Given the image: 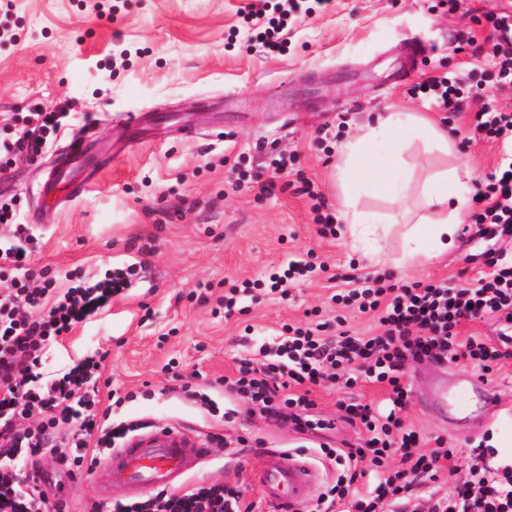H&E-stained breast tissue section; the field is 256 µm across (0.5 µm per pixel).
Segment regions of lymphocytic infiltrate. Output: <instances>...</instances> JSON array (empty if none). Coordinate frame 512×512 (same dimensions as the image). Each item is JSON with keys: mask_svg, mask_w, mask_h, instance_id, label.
<instances>
[{"mask_svg": "<svg viewBox=\"0 0 512 512\" xmlns=\"http://www.w3.org/2000/svg\"><path fill=\"white\" fill-rule=\"evenodd\" d=\"M333 0H280L272 16L253 27L249 41L262 52L281 53L289 24L325 11ZM493 40V68L470 72L467 78L435 76L414 84L411 94L440 109L456 112L463 97L480 101L473 133L479 138L512 144V103L499 101L495 90L512 87V12H485ZM69 110L39 108L29 113L13 139L0 141V171L21 158H33L67 126ZM469 220L481 229L486 272L471 282L435 284L386 283L379 276H351L334 302L374 315L376 331L367 336L335 323L291 327L262 343L257 355L240 358L238 378L215 379L211 392L181 386L182 393L210 416L221 412L219 393L245 399L259 417L304 434L325 429L316 418L312 389L324 382L353 387L358 378L383 384L384 399L376 405L351 404L347 410L366 433L359 448L314 446L320 460L334 465L336 479L317 499L319 512H409L415 487L427 512H512V462L498 458L486 441L470 448L466 473L450 463L455 449L436 438L423 446L420 435L404 423L410 388L409 363L461 362L491 372L498 361L512 357V258L498 243L512 239V158L504 159L488 183L477 189ZM39 240L24 224L14 198H0V512H65L63 500L48 501L38 480L11 467L26 452L64 466L69 475L92 468L98 455L138 430L133 421L117 420L100 405L99 384L104 354L93 351L64 373L41 371L47 348L69 335L88 317L125 296L136 266L114 268L99 280L62 286L38 278L30 257ZM312 262L289 260L268 280L243 281L220 299L225 317L242 313L240 296L255 290L287 295L296 276L313 272ZM485 316L496 321L495 343L478 336H460L462 323ZM243 490L223 483L196 482L181 489L157 490L146 498L116 502L113 512H254Z\"/></svg>", "mask_w": 512, "mask_h": 512, "instance_id": "lymphocytic-infiltrate-1", "label": "lymphocytic infiltrate"}]
</instances>
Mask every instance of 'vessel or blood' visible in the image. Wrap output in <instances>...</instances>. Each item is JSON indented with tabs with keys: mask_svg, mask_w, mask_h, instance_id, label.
Listing matches in <instances>:
<instances>
[{
	"mask_svg": "<svg viewBox=\"0 0 512 512\" xmlns=\"http://www.w3.org/2000/svg\"><path fill=\"white\" fill-rule=\"evenodd\" d=\"M95 174V165L83 137L76 136L64 147L58 162L46 175L43 192L50 201L43 213L31 215L30 222L41 226L46 214L61 205L63 199H76L86 193ZM66 188V198L55 192ZM478 398L483 412L499 411L503 403L496 390L470 375L457 373L452 379H439L424 399V404L444 417L457 420L458 408L471 398ZM212 458L207 440L185 434L182 430L157 424L108 450L99 460L107 473L106 481L98 484L93 494L105 500L136 498L158 489L183 486L189 474L198 471ZM255 481L274 512H297L299 505L314 494L318 473L302 454L279 449L269 450Z\"/></svg>",
	"mask_w": 512,
	"mask_h": 512,
	"instance_id": "obj_1",
	"label": "vessel or blood"
}]
</instances>
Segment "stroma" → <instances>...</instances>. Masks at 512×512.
I'll list each match as a JSON object with an SVG mask.
<instances>
[{
  "instance_id": "35a3bbf8",
  "label": "stroma",
  "mask_w": 512,
  "mask_h": 512,
  "mask_svg": "<svg viewBox=\"0 0 512 512\" xmlns=\"http://www.w3.org/2000/svg\"><path fill=\"white\" fill-rule=\"evenodd\" d=\"M250 0H0V140L12 138L35 106L67 105L75 118L48 151L16 162L0 175V194L22 213L56 154L74 133L88 135L91 154L104 160L86 195L42 230L30 263L56 277L77 269L100 278L117 265L139 263L133 290L111 308L53 345L43 371L65 370L87 351L106 352L103 377L127 399L113 415L173 424L189 434H219L223 445L195 474L246 490L247 501L270 512L251 486L263 448H297L308 438L252 416L245 400L225 403L226 418L203 415L184 397L180 377L198 384L236 374L251 339L282 325L345 317L353 331L374 328L372 317L331 303L326 276L388 275L392 282L469 281L484 271L478 239L459 234L448 253L426 264L397 265L403 227L382 244L388 262L375 263L370 246L352 243L345 224L323 237L314 196L330 213L341 205L340 147L389 112H416L447 128L451 154L415 141L404 154L413 168L412 192L436 171L469 166L475 184L495 170L502 142L474 137L472 100L451 113L423 105L410 87L421 76H461L492 58L493 42L476 16L512 11V0H461L455 12L439 0H336V7L298 21L282 54L267 56L248 41ZM428 52L415 72L401 68L404 38ZM158 112L167 122L143 131L135 146L114 153L112 127L134 112ZM296 160L298 176L264 196L246 181L231 187L233 169L270 175L278 156ZM312 194H304L303 184ZM312 253L329 271L300 282L288 297H262L248 312L224 318L217 301L227 285L262 278L293 256ZM316 414L333 423L320 441L362 446L365 435L349 418V401L376 403L379 384L315 387ZM405 421L421 437L457 448L465 470L468 450L486 433H500L512 416L483 415L465 426L444 423L410 402Z\"/></svg>"
}]
</instances>
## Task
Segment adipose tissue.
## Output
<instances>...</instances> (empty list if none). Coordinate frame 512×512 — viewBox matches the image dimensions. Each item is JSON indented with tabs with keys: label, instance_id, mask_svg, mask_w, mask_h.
<instances>
[{
	"label": "adipose tissue",
	"instance_id": "ef3b65f1",
	"mask_svg": "<svg viewBox=\"0 0 512 512\" xmlns=\"http://www.w3.org/2000/svg\"><path fill=\"white\" fill-rule=\"evenodd\" d=\"M416 140L442 153L448 150L446 131L410 121L399 112L389 113L377 125L366 127L361 136L343 148L340 189L342 217L353 240L376 241L380 238V227L407 225L403 258L420 263L453 248L458 218L467 199L459 191L463 172L456 167L436 173L424 183L419 198H411L403 151ZM383 142L389 148L382 153L378 147ZM365 191L388 203V211H365L361 206V194Z\"/></svg>",
	"mask_w": 512,
	"mask_h": 512
}]
</instances>
